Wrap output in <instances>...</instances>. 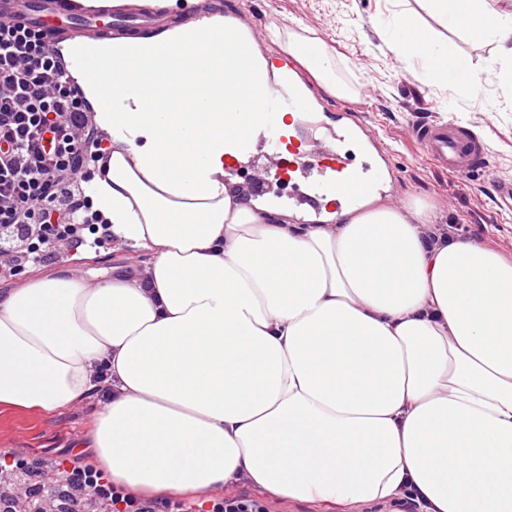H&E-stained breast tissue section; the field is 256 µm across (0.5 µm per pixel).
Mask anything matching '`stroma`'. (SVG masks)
I'll return each instance as SVG.
<instances>
[{"label": "stroma", "instance_id": "1", "mask_svg": "<svg viewBox=\"0 0 512 512\" xmlns=\"http://www.w3.org/2000/svg\"><path fill=\"white\" fill-rule=\"evenodd\" d=\"M225 8L241 9L267 29L279 30L281 40L268 41L261 50L268 57L285 55V36L304 49L321 46L332 55L337 82L351 95L341 100L329 95L309 70H302L310 97L325 113L348 108L354 119L371 126L380 138V150L394 152L386 176L390 207L411 212L427 207L436 223L458 224L463 239L492 248L512 259V212L501 210L493 189L495 180H512V83L499 76L495 48L444 23L428 12L424 0H223ZM411 12L421 25L452 52L481 72L475 93L461 95L448 83L429 82L421 67H410L389 47L381 17ZM453 117L472 129L490 148L486 175L457 176L427 161L411 136L412 124ZM150 257L128 248L98 249L93 258L73 251L49 264V271L75 273L87 282L111 274L113 268L131 271ZM103 397L94 393L82 402L51 414L18 413L0 409V454L19 452L54 465L66 457L72 466L92 469L77 445L100 411Z\"/></svg>", "mask_w": 512, "mask_h": 512}]
</instances>
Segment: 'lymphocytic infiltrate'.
Masks as SVG:
<instances>
[{
  "label": "lymphocytic infiltrate",
  "instance_id": "1",
  "mask_svg": "<svg viewBox=\"0 0 512 512\" xmlns=\"http://www.w3.org/2000/svg\"><path fill=\"white\" fill-rule=\"evenodd\" d=\"M86 103L67 84L39 28L0 19V281L30 264L54 261L59 248H102L112 226L85 197L79 176L101 160V137L88 129ZM56 488H80L110 512H148L93 470L58 461Z\"/></svg>",
  "mask_w": 512,
  "mask_h": 512
}]
</instances>
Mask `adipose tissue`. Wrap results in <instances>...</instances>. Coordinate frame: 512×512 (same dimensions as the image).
Masks as SVG:
<instances>
[{
	"label": "adipose tissue",
	"instance_id": "adipose-tissue-1",
	"mask_svg": "<svg viewBox=\"0 0 512 512\" xmlns=\"http://www.w3.org/2000/svg\"><path fill=\"white\" fill-rule=\"evenodd\" d=\"M495 44L512 79V0H426ZM390 48L442 81L445 41L405 16ZM106 132L86 192L115 243L152 254L90 284L0 292V408L48 414L112 393L82 446L133 497L246 477L272 498L355 512H512V263L429 242L423 211L368 205L290 224L224 181L230 114L265 59L240 30L178 27L77 47Z\"/></svg>",
	"mask_w": 512,
	"mask_h": 512
}]
</instances>
